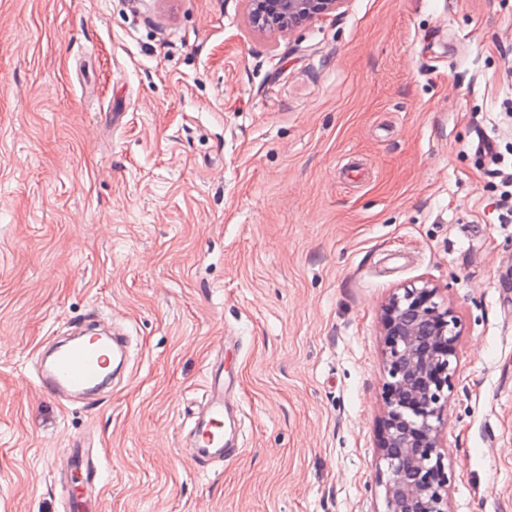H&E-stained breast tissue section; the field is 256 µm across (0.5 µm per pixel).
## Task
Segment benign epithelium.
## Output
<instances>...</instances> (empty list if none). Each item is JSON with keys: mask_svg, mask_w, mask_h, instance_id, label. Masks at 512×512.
<instances>
[{"mask_svg": "<svg viewBox=\"0 0 512 512\" xmlns=\"http://www.w3.org/2000/svg\"><path fill=\"white\" fill-rule=\"evenodd\" d=\"M249 2L254 27L285 32L339 10L346 0ZM441 291L426 282L393 293L382 306V512H451L453 473L444 463L442 429L462 322L452 306L438 301Z\"/></svg>", "mask_w": 512, "mask_h": 512, "instance_id": "7a95c632", "label": "benign epithelium"}]
</instances>
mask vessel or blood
<instances>
[{
    "instance_id": "b4317fda",
    "label": "vessel or blood",
    "mask_w": 512,
    "mask_h": 512,
    "mask_svg": "<svg viewBox=\"0 0 512 512\" xmlns=\"http://www.w3.org/2000/svg\"><path fill=\"white\" fill-rule=\"evenodd\" d=\"M128 348L129 337L119 329L106 336L74 334L61 341L41 364L36 374L37 385L61 402L97 394L110 381V363H125ZM231 385V378L224 375L223 361L212 362L206 370L204 405L188 431L189 452L200 469H208L213 462L234 452L224 439L225 420L237 411L228 395ZM66 464L83 468L86 484L83 490L68 491L64 512H85L90 494L97 491L100 483L101 460L77 443L67 449Z\"/></svg>"
}]
</instances>
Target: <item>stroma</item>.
I'll use <instances>...</instances> for the list:
<instances>
[{"instance_id": "obj_1", "label": "stroma", "mask_w": 512, "mask_h": 512, "mask_svg": "<svg viewBox=\"0 0 512 512\" xmlns=\"http://www.w3.org/2000/svg\"><path fill=\"white\" fill-rule=\"evenodd\" d=\"M512 0H348L261 32L247 0H0V512H382L380 316L462 320L452 512H512V223L474 154L512 142ZM98 314L132 338L95 403L35 384ZM239 344L226 349L229 337ZM239 451L183 438L206 366ZM83 445L73 443V448L66 449V466L84 468L86 484L84 491L69 490L64 501L65 512H80L88 506L91 500L88 496L98 491L100 483L101 460L98 456L90 454Z\"/></svg>"}]
</instances>
